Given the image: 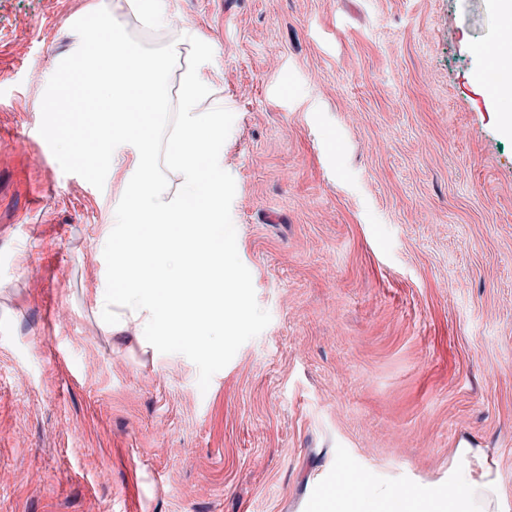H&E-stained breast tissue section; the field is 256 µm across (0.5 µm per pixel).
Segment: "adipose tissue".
<instances>
[{
  "mask_svg": "<svg viewBox=\"0 0 512 512\" xmlns=\"http://www.w3.org/2000/svg\"><path fill=\"white\" fill-rule=\"evenodd\" d=\"M148 26L175 31L160 52L145 50L118 21L91 24L103 36L54 73L48 103L81 105L97 96L112 115L91 169L111 167L125 190L112 205L106 240L122 288L121 300L146 333L224 323V101L213 96L207 42L172 11L169 0H125ZM193 64L180 80L176 118L165 142L168 166L180 174L168 193L155 159V131L167 112V72L184 49ZM481 461L463 459L448 486L447 512H487L496 490L480 475Z\"/></svg>",
  "mask_w": 512,
  "mask_h": 512,
  "instance_id": "1",
  "label": "adipose tissue"
}]
</instances>
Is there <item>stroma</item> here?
Listing matches in <instances>:
<instances>
[{"label":"stroma","mask_w":512,"mask_h":512,"mask_svg":"<svg viewBox=\"0 0 512 512\" xmlns=\"http://www.w3.org/2000/svg\"><path fill=\"white\" fill-rule=\"evenodd\" d=\"M112 2L0 0V512H336L437 495L467 451L512 512L492 0H172L224 100L242 290L196 348L117 304L104 325L123 184L41 139L56 61Z\"/></svg>","instance_id":"stroma-1"}]
</instances>
